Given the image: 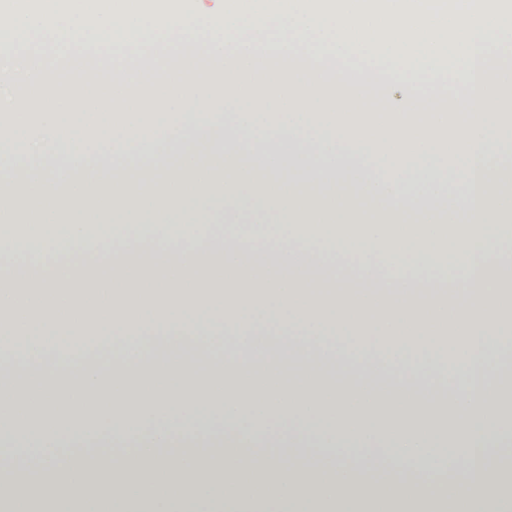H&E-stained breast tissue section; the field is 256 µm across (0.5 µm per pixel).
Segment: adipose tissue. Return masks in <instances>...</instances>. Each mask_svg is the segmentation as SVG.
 Here are the masks:
<instances>
[{"label": "adipose tissue", "instance_id": "obj_1", "mask_svg": "<svg viewBox=\"0 0 512 512\" xmlns=\"http://www.w3.org/2000/svg\"><path fill=\"white\" fill-rule=\"evenodd\" d=\"M268 90L0 120V512H512V125ZM199 206H204V207H206V209H208L209 211L214 213L212 215L204 217L202 220L203 224H221V225H223L224 226V235L236 234L237 226H235V225H237V224H248L247 221L249 219L244 218V217L239 218L238 222H235V223L230 224V223L224 222V220L219 215H217V212L222 207V204L219 201H210V202L202 204L198 200H188V201H184V203H183L184 209H192V208H196Z\"/></svg>", "mask_w": 512, "mask_h": 512}]
</instances>
